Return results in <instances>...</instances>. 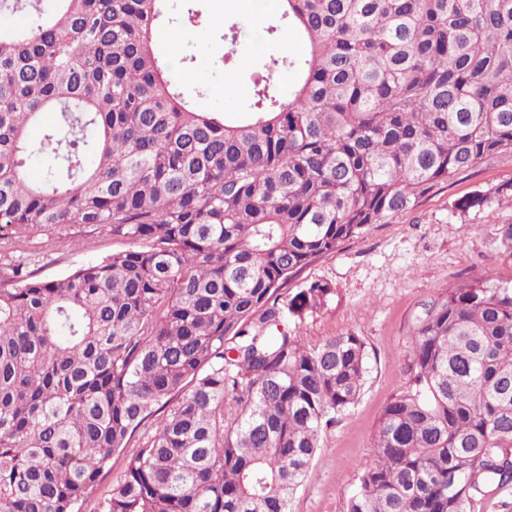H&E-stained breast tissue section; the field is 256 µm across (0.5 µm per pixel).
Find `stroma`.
<instances>
[{
    "label": "stroma",
    "instance_id": "stroma-1",
    "mask_svg": "<svg viewBox=\"0 0 512 512\" xmlns=\"http://www.w3.org/2000/svg\"><path fill=\"white\" fill-rule=\"evenodd\" d=\"M201 29L184 38L166 24L155 29V48L170 66L176 82L189 90L195 107L224 113L227 121L243 119L250 97V75L258 57L292 53L298 39L283 29L266 40L263 26L270 12L259 9L251 21L232 7V0H196ZM238 25L236 62L224 66L222 35ZM487 196L483 208L461 211L457 202L470 195ZM512 226V156H504L438 186L408 213L369 225L361 237L343 243L334 254L302 270L289 287L311 281L334 288L327 305L303 320L290 322L308 345L333 336H361L369 355L363 393L339 415L319 439L320 448L303 485L290 501V512H346L384 406L405 387L409 374L414 325L431 303L470 278L493 269L512 278V240L502 230ZM123 241L89 228H75L68 248H53L45 236L20 242L0 241V253L23 251L38 256L36 266L47 278H60L77 267L123 249Z\"/></svg>",
    "mask_w": 512,
    "mask_h": 512
}]
</instances>
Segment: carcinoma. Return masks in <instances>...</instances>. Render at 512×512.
Listing matches in <instances>:
<instances>
[{"label": "carcinoma", "mask_w": 512, "mask_h": 512, "mask_svg": "<svg viewBox=\"0 0 512 512\" xmlns=\"http://www.w3.org/2000/svg\"><path fill=\"white\" fill-rule=\"evenodd\" d=\"M282 3L306 51L260 58L228 124L154 48L167 0H0L32 9L0 38V238L127 243L56 279L0 260V512H80L137 432L102 512H289L369 362L354 333L288 332L334 288H283L512 155V0ZM411 350L347 512H468L512 485V281L448 289Z\"/></svg>", "instance_id": "obj_1"}]
</instances>
